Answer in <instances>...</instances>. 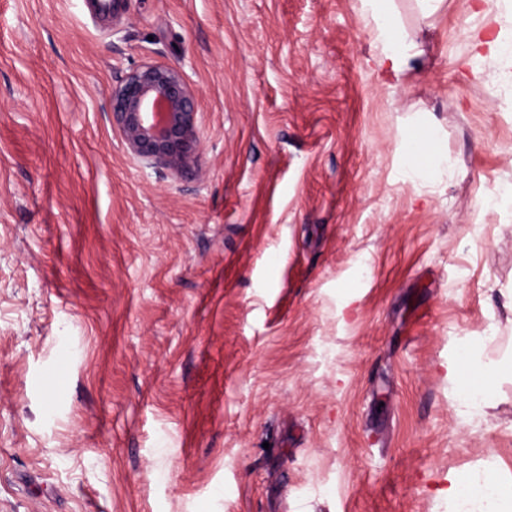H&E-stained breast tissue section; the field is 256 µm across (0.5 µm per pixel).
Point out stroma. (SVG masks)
<instances>
[{"label": "stroma", "mask_w": 512, "mask_h": 512, "mask_svg": "<svg viewBox=\"0 0 512 512\" xmlns=\"http://www.w3.org/2000/svg\"><path fill=\"white\" fill-rule=\"evenodd\" d=\"M0 0V512H448L512 475V384L464 420L449 359L512 345V0ZM199 99L190 174L108 120L144 63ZM432 128L448 164L403 173ZM388 0H360V12L374 25V38L378 45L377 63L400 82L414 69L415 44L399 30L393 12L383 2ZM411 142L406 145V169L405 174L409 177L415 176L419 169V157L421 152L432 145L435 140V132L429 128H422L416 131ZM448 499V512H511L512 480L495 468L466 475L442 491Z\"/></svg>", "instance_id": "1"}]
</instances>
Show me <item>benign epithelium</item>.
Wrapping results in <instances>:
<instances>
[{"instance_id":"7a95c632","label":"benign epithelium","mask_w":512,"mask_h":512,"mask_svg":"<svg viewBox=\"0 0 512 512\" xmlns=\"http://www.w3.org/2000/svg\"><path fill=\"white\" fill-rule=\"evenodd\" d=\"M128 151L147 167L184 173L198 146L197 99L180 70L145 63L112 88L107 112Z\"/></svg>"}]
</instances>
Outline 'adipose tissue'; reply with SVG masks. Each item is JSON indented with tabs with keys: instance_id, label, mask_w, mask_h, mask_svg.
Returning <instances> with one entry per match:
<instances>
[{
	"instance_id": "ef3b65f1",
	"label": "adipose tissue",
	"mask_w": 512,
	"mask_h": 512,
	"mask_svg": "<svg viewBox=\"0 0 512 512\" xmlns=\"http://www.w3.org/2000/svg\"><path fill=\"white\" fill-rule=\"evenodd\" d=\"M360 12L374 25L378 45L377 63L395 79L403 80L413 70L415 45L400 31L392 11L384 0H360ZM485 374L487 383L474 385L460 377L463 367ZM508 369L490 357L485 348L474 345L448 363V378L456 382L459 407L464 418L485 415L496 405L500 384ZM451 512H512V480L503 478L496 469L459 478L444 492Z\"/></svg>"
}]
</instances>
